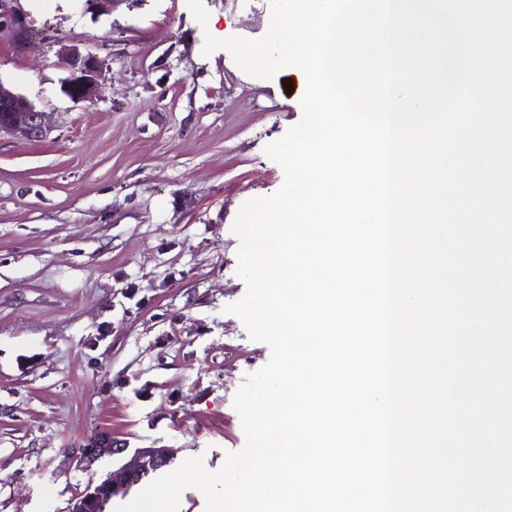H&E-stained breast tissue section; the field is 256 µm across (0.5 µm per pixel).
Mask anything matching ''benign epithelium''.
<instances>
[{"label": "benign epithelium", "mask_w": 512, "mask_h": 512, "mask_svg": "<svg viewBox=\"0 0 512 512\" xmlns=\"http://www.w3.org/2000/svg\"><path fill=\"white\" fill-rule=\"evenodd\" d=\"M0 32L9 35L20 48L26 47L32 39L29 13L16 5V0H0ZM52 43L59 46L57 57L67 71L62 86L65 94L71 95L76 103L92 104L97 101L101 79L105 78L107 64L105 60L91 54L83 53L79 47L56 35ZM0 112L7 117L0 119V134L8 133L28 141H41L47 137L48 127L46 113L23 94L0 80ZM126 448L112 444L108 439H94L71 450V459L76 466L86 472L92 470L100 459L106 456L123 454ZM172 457L165 448H140L133 457L112 469L97 485L87 487L78 494L68 512H87L89 499L99 495L109 486L121 485L132 489L139 485L151 472L169 466Z\"/></svg>", "instance_id": "1"}]
</instances>
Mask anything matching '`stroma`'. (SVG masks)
Listing matches in <instances>:
<instances>
[{"mask_svg": "<svg viewBox=\"0 0 512 512\" xmlns=\"http://www.w3.org/2000/svg\"><path fill=\"white\" fill-rule=\"evenodd\" d=\"M35 35L0 36V80L47 112L46 140L0 136V512H66L114 464L103 435L219 470L245 437L233 407L269 347L227 305L246 292L232 231L283 183L265 148L302 119L292 75L251 84L205 34L263 37L270 0H19ZM55 31L105 59L95 104L63 91ZM125 451L126 448L123 446L112 445V441L99 438L91 440L79 448H72L71 459L79 469L90 472L100 459L106 456H118Z\"/></svg>", "mask_w": 512, "mask_h": 512, "instance_id": "1", "label": "stroma"}]
</instances>
